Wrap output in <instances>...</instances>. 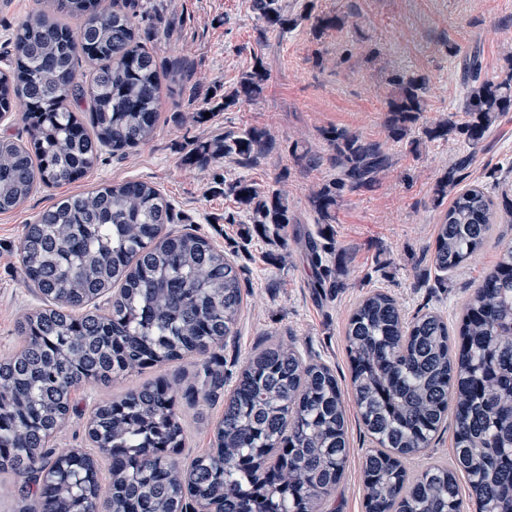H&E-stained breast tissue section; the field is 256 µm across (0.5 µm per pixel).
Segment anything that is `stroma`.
I'll list each match as a JSON object with an SVG mask.
<instances>
[{
  "label": "stroma",
  "instance_id": "1",
  "mask_svg": "<svg viewBox=\"0 0 512 512\" xmlns=\"http://www.w3.org/2000/svg\"><path fill=\"white\" fill-rule=\"evenodd\" d=\"M146 13L136 24L144 45L160 62L179 61L180 80L164 81L157 128L148 142L124 155L103 153L79 180L39 188L17 209L0 213V362L22 344L17 326L43 302L27 281L19 243L28 224L59 199L93 186L139 180L154 184L173 206L174 232L195 231L217 249L240 243L239 208L224 193L225 180L240 177L281 190L297 221L288 227V250L261 238L240 244L235 256L243 281V305L234 336L205 355L144 370L109 385L83 384L72 391L73 408L53 435L55 454L88 449L86 423L102 400L125 393L142 380L181 378L204 388L205 368L222 365L225 389H232L248 357L267 341L294 342L305 359L329 365L342 390H349L344 331L350 314L369 292L382 290L405 317L435 311L456 326L461 307L498 249L488 244L467 265L439 279L432 254L443 212L435 185L457 157L469 152L457 134L421 143L392 142L385 127L386 105L395 92L392 79L418 74L427 81L428 108L411 126L419 139L424 126L441 117L464 122L466 71L477 65L482 79L497 80L512 69V0H282L302 21L288 31L263 29L251 0H143ZM42 8L40 0H0V71L12 59V33ZM338 15L337 28H319L316 18ZM269 78L260 97L232 110H219L203 123L193 112L206 100H224L255 61ZM252 127L267 129L276 148L246 165L220 158L207 169L186 162L192 143L219 139ZM345 128L387 143L391 167L377 184L345 194L333 226L335 253L329 266L345 264L339 288L313 287L315 271L303 247L318 233L314 192L335 179L333 152L325 131ZM309 152L317 165L301 159ZM473 152V151H470ZM471 166L464 184L487 185L493 198L512 195V112L504 113ZM345 410L351 453L346 474L327 501L328 512H365L362 461L371 440L353 399ZM224 415L223 399L184 407L186 446L181 460L208 454Z\"/></svg>",
  "mask_w": 512,
  "mask_h": 512
}]
</instances>
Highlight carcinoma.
I'll return each mask as SVG.
<instances>
[{"label":"carcinoma","instance_id":"1","mask_svg":"<svg viewBox=\"0 0 512 512\" xmlns=\"http://www.w3.org/2000/svg\"><path fill=\"white\" fill-rule=\"evenodd\" d=\"M12 35L13 61L0 71V117L21 113L27 141L0 136V212L37 188L78 180L105 150L148 141L161 109L162 80L180 76L142 45L133 19L140 0L100 10V0H46ZM264 26L287 30L281 0H252ZM67 18H78L71 29ZM94 66L84 75L79 61ZM268 80L261 62L224 92L228 111L256 100ZM386 117L400 142L427 111L422 77L395 80ZM512 109V69L467 89L468 120L448 118L425 129L430 140L464 136L480 145ZM336 179L313 204L324 228L304 241L316 287L336 288L326 264L331 224L348 192L370 188L391 166L385 144L344 129L326 132ZM275 149L252 127L197 141L186 160L201 168L227 156L242 164ZM459 157L438 181L439 198L471 164ZM224 194L250 216L245 238L288 248L296 223L288 199L246 179L224 181ZM169 200L154 185L130 180L57 201L27 225L20 244L27 279L44 307L19 323L23 343L0 363V480L30 483L32 503L18 512H324L350 456L342 391L325 363L307 362L290 345L256 350L224 395L216 448L183 462L180 380H154L105 399L86 436L109 461L102 492L97 460L80 450L48 447L72 409V390L105 385L159 363L206 354L234 333L243 297L241 273L228 255L195 232L172 234ZM512 222V199L494 201L484 184L456 191L440 217L433 251L438 276L462 267ZM112 294L105 313L90 310ZM351 394L374 448L362 464L366 512H464L465 481L476 512H512V242L463 304L455 330L437 312L407 320L387 293H368L344 333ZM454 422L451 465L431 463L414 475L404 460L430 447Z\"/></svg>","mask_w":512,"mask_h":512}]
</instances>
